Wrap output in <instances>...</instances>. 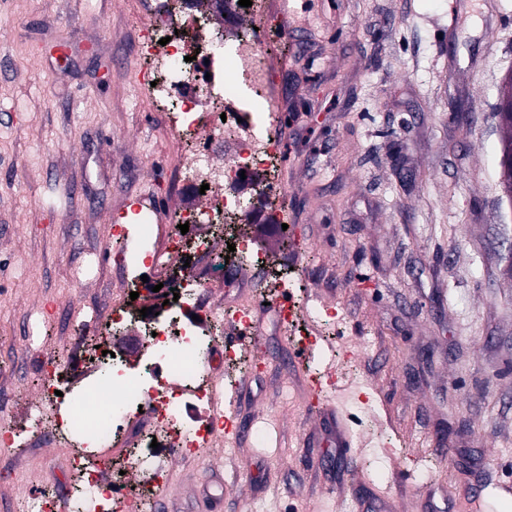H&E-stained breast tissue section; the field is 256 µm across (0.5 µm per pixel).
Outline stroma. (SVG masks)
Returning <instances> with one entry per match:
<instances>
[{"label":"stroma","instance_id":"obj_1","mask_svg":"<svg viewBox=\"0 0 512 512\" xmlns=\"http://www.w3.org/2000/svg\"><path fill=\"white\" fill-rule=\"evenodd\" d=\"M259 2L242 25L282 108L267 174L281 191L265 206L286 223L241 213L215 229L210 266L223 267L229 235L248 236L268 258L256 310L285 278L301 309L320 302L342 323L300 360L265 317L242 371L211 370L229 377L237 448L165 450L169 483L141 512H464L475 489L512 512V199L495 115L512 0ZM139 3L0 0V431L17 436L0 450V512H32L43 495L72 512L77 440L52 424L48 353L78 361L81 389L104 369L101 339L130 349L142 308L168 314L180 259L130 287L120 258L134 244L112 235L135 223L137 199L176 232L178 178L197 160L136 79ZM126 301L133 317L113 327ZM329 367L347 450L320 432L302 383ZM108 448L103 483L141 493L133 449Z\"/></svg>","mask_w":512,"mask_h":512}]
</instances>
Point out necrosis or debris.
I'll use <instances>...</instances> for the list:
<instances>
[{
  "label": "necrosis or debris",
  "instance_id": "necrosis-or-debris-1",
  "mask_svg": "<svg viewBox=\"0 0 512 512\" xmlns=\"http://www.w3.org/2000/svg\"><path fill=\"white\" fill-rule=\"evenodd\" d=\"M149 8L153 22L140 44L153 83L149 93L167 106L175 138L196 137L202 158L185 177L181 211L182 221L197 225L198 233L191 245H184L163 230L147 207L131 235L155 260L186 251L202 258L212 249L210 225L224 223L241 209L242 186H251L260 201L273 188L263 176L280 155L275 131L279 102L269 93L270 71L256 63V47L240 29L245 9L238 0H224V34L216 50L198 37L210 25L207 14L183 13L180 22L192 36L171 39L169 0H150ZM213 152L229 157V164L219 170L204 164V157ZM201 191L208 198L203 212L194 206ZM208 285L195 267L183 270L176 279L179 299L172 304L170 317L143 325V346L150 352L143 371H129L122 355H115L110 380L90 395L67 397L72 424L98 433L103 443L123 436L136 447L154 438L160 447L177 449L188 458L217 440L224 413L217 408L214 382L200 379L198 365L199 349H215L216 343L205 340L198 321L184 316L197 289ZM144 404L150 411L141 420L137 413Z\"/></svg>",
  "mask_w": 512,
  "mask_h": 512
}]
</instances>
